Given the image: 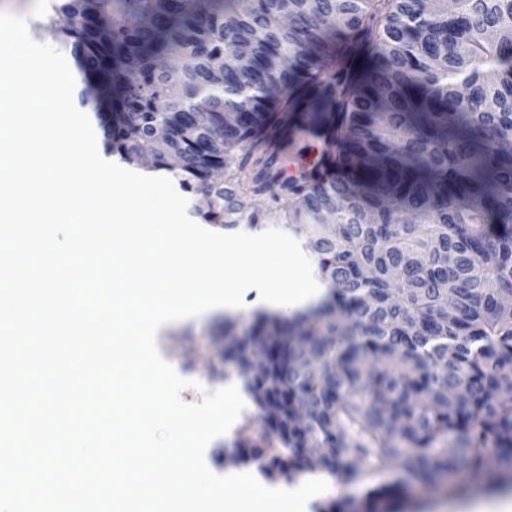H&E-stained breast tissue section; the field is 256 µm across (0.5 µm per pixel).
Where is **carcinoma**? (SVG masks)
Returning a JSON list of instances; mask_svg holds the SVG:
<instances>
[{"label": "carcinoma", "instance_id": "1", "mask_svg": "<svg viewBox=\"0 0 512 512\" xmlns=\"http://www.w3.org/2000/svg\"><path fill=\"white\" fill-rule=\"evenodd\" d=\"M48 22L108 153L171 173L208 224L283 225L331 285L224 319V360L265 363L232 462L289 485L403 471L316 512L512 482V0H62ZM296 131L326 149L277 185Z\"/></svg>", "mask_w": 512, "mask_h": 512}]
</instances>
